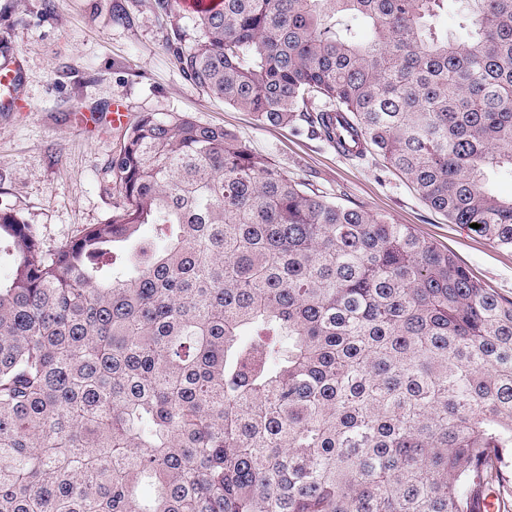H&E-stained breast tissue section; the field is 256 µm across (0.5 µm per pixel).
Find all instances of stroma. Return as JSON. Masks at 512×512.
<instances>
[{"mask_svg": "<svg viewBox=\"0 0 512 512\" xmlns=\"http://www.w3.org/2000/svg\"><path fill=\"white\" fill-rule=\"evenodd\" d=\"M128 21L113 23L115 12ZM174 18L154 0H0V62L18 66L17 104L0 110V209L18 211L54 248L116 204L106 166L124 131L105 118L113 102L132 117L178 112L224 126L259 158L328 200L360 207L455 256L471 276L512 298V249L497 246L430 208L376 154L345 157L291 126L258 122L218 102L180 72L166 42ZM91 113L87 125L74 112Z\"/></svg>", "mask_w": 512, "mask_h": 512, "instance_id": "35a3bbf8", "label": "stroma"}]
</instances>
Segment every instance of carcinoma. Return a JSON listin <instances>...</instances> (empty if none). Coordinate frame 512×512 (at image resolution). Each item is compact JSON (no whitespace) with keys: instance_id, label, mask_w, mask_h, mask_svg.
<instances>
[{"instance_id":"cac0c4a2","label":"carcinoma","mask_w":512,"mask_h":512,"mask_svg":"<svg viewBox=\"0 0 512 512\" xmlns=\"http://www.w3.org/2000/svg\"><path fill=\"white\" fill-rule=\"evenodd\" d=\"M448 2L221 0L170 49L263 124L331 143L346 113L512 247V0H464V49ZM106 170L112 218L55 250L0 209V512H508L512 300L222 126L147 112Z\"/></svg>"}]
</instances>
